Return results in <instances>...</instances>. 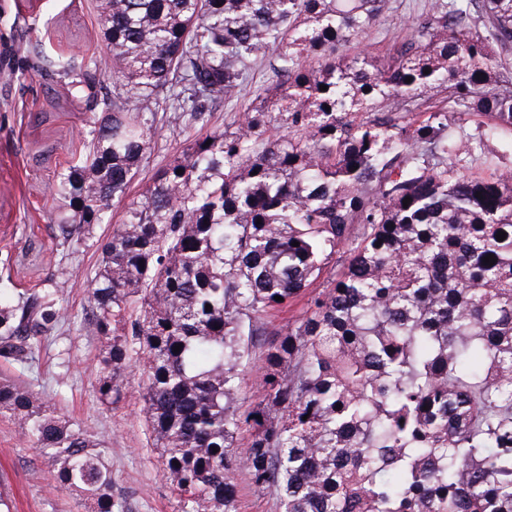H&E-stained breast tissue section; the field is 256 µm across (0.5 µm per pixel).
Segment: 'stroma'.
<instances>
[{
    "instance_id": "1",
    "label": "stroma",
    "mask_w": 512,
    "mask_h": 512,
    "mask_svg": "<svg viewBox=\"0 0 512 512\" xmlns=\"http://www.w3.org/2000/svg\"><path fill=\"white\" fill-rule=\"evenodd\" d=\"M408 0H389L380 25L357 46L380 61L408 38ZM67 57L100 55L95 0H0V285L20 292L59 288L70 322L42 354L36 398H54L60 413L112 437L113 494L124 512H177V499L158 470L154 448L140 413L138 373L127 375L122 400L107 407L96 392L99 343L86 332L84 297L94 277L101 245L124 220L127 200L113 202L112 221L93 227L84 242L64 248L49 230L56 202L51 186L57 172L82 148L79 132L95 118L72 101L63 78L33 68L36 49ZM272 76L268 63L255 66L232 104L212 113L207 126L163 128L131 186L138 197L154 174L181 157L190 140L206 131L230 130L257 105ZM44 458L23 445L13 417L0 414V494L13 512H79L76 495L34 483L33 470H47Z\"/></svg>"
}]
</instances>
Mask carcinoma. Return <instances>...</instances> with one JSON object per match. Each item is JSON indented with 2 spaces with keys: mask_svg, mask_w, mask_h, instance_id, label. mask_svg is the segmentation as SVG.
I'll return each instance as SVG.
<instances>
[{
  "mask_svg": "<svg viewBox=\"0 0 512 512\" xmlns=\"http://www.w3.org/2000/svg\"><path fill=\"white\" fill-rule=\"evenodd\" d=\"M386 6L96 0L103 55L44 57L104 106L55 178L63 246L111 223L163 125H206L272 67L233 130L190 141L129 203L87 289L99 401L142 364L177 512H234L238 469L280 512H512V173L485 151L512 148V0H430L386 62L336 55ZM302 296L301 317L267 328ZM64 303L0 288V357L32 371ZM255 342L261 395L244 410ZM0 412L84 512H122L105 440L26 384L0 383ZM264 347L256 345L249 351V357L246 360L244 379L240 386L238 398L243 403V408L256 401L259 397V390L254 383V372L261 365L264 358Z\"/></svg>",
  "mask_w": 512,
  "mask_h": 512,
  "instance_id": "obj_1",
  "label": "carcinoma"
}]
</instances>
